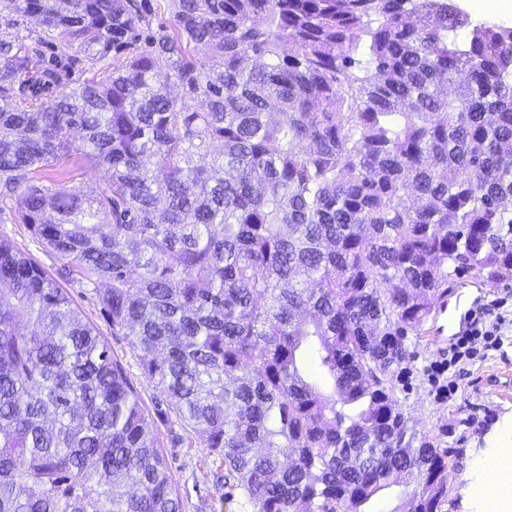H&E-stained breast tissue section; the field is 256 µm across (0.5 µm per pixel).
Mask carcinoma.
<instances>
[{
    "label": "carcinoma",
    "mask_w": 512,
    "mask_h": 512,
    "mask_svg": "<svg viewBox=\"0 0 512 512\" xmlns=\"http://www.w3.org/2000/svg\"><path fill=\"white\" fill-rule=\"evenodd\" d=\"M14 14L42 31L0 39V215L134 338L157 415L254 512H373L392 487L447 512V431H411L393 382L448 278L512 280V27L455 0ZM79 66L102 76L70 87ZM76 158L108 182L69 185ZM182 507L124 365L0 239V512Z\"/></svg>",
    "instance_id": "cac0c4a2"
}]
</instances>
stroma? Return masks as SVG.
<instances>
[{"instance_id": "1", "label": "stroma", "mask_w": 512, "mask_h": 512, "mask_svg": "<svg viewBox=\"0 0 512 512\" xmlns=\"http://www.w3.org/2000/svg\"><path fill=\"white\" fill-rule=\"evenodd\" d=\"M0 238L10 240L36 259L61 287L67 288L83 321L125 365L145 412L154 414L159 393L143 375L131 337L113 335L90 288L77 277L62 274L61 261L45 252L25 225L6 213L0 215ZM409 340L414 356L395 390L408 425L430 434L448 427L449 447L462 451L449 481L448 512H497L493 505L476 507L469 484L482 461L493 453L488 436L512 423V329L505 330L497 349L478 351L459 381L458 392L449 400L437 398L430 379L431 366L448 356L447 344L432 343L421 332L410 334ZM154 433L171 464L172 479L183 500L182 512H242L240 504L225 501L220 469L208 457L199 433L183 428L173 415L156 420Z\"/></svg>"}]
</instances>
